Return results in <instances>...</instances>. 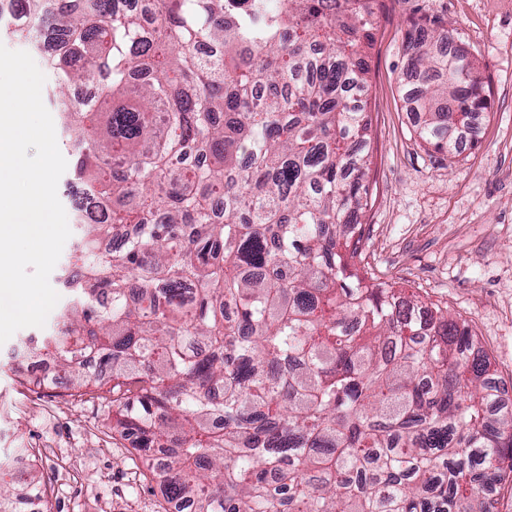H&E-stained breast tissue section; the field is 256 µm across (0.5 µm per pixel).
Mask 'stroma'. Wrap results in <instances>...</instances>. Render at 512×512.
<instances>
[{
  "label": "stroma",
  "instance_id": "1",
  "mask_svg": "<svg viewBox=\"0 0 512 512\" xmlns=\"http://www.w3.org/2000/svg\"><path fill=\"white\" fill-rule=\"evenodd\" d=\"M369 54L366 260L374 275L447 305L478 336L512 391V0H378ZM420 23L469 52L491 91L460 155L421 147L405 102L407 31ZM18 330L0 345V459L36 456L48 478L43 512H163L159 485L128 439L112 432V386L80 393L22 371Z\"/></svg>",
  "mask_w": 512,
  "mask_h": 512
}]
</instances>
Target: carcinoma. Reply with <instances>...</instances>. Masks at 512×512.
<instances>
[{
	"label": "carcinoma",
	"instance_id": "obj_1",
	"mask_svg": "<svg viewBox=\"0 0 512 512\" xmlns=\"http://www.w3.org/2000/svg\"><path fill=\"white\" fill-rule=\"evenodd\" d=\"M0 37L57 44L80 221L69 302L24 345L112 371V431L195 512H498L512 410L469 327L362 266L363 100L377 0H16ZM413 25L417 137L453 152L489 90ZM92 80L79 112L64 88ZM133 224L108 255L101 243ZM0 466V512L46 488Z\"/></svg>",
	"mask_w": 512,
	"mask_h": 512
}]
</instances>
